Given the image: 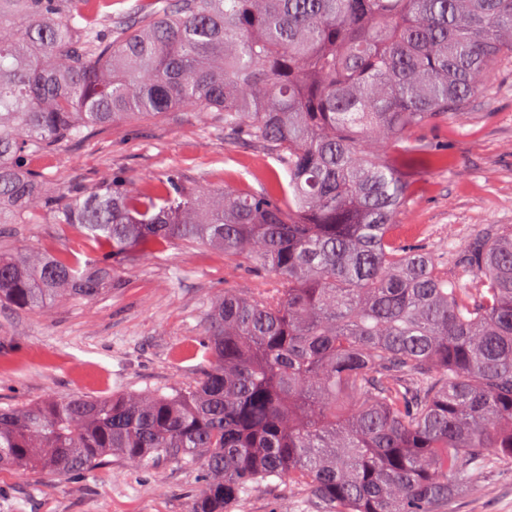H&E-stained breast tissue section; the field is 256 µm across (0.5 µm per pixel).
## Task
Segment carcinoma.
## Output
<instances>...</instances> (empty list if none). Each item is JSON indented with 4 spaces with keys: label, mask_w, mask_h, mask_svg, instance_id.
<instances>
[{
    "label": "carcinoma",
    "mask_w": 512,
    "mask_h": 512,
    "mask_svg": "<svg viewBox=\"0 0 512 512\" xmlns=\"http://www.w3.org/2000/svg\"><path fill=\"white\" fill-rule=\"evenodd\" d=\"M0 0V303L93 298L112 266L175 242L242 258L278 287L206 313L195 379L0 408V471L86 475L118 456L208 479L191 512L288 485L292 512H448L512 466V229L448 260L392 236L422 158L512 61V0ZM224 113L270 152L261 193L171 174L67 192L31 161L115 121ZM287 180H282L281 174ZM62 224L98 253L8 247Z\"/></svg>",
    "instance_id": "1"
}]
</instances>
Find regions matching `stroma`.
<instances>
[{"instance_id": "35a3bbf8", "label": "stroma", "mask_w": 512, "mask_h": 512, "mask_svg": "<svg viewBox=\"0 0 512 512\" xmlns=\"http://www.w3.org/2000/svg\"><path fill=\"white\" fill-rule=\"evenodd\" d=\"M421 137L447 149L450 162L418 167L412 200L394 226L398 241L424 244L444 259L482 227H512V65L495 70L489 93L475 97L464 114ZM273 164L265 149L225 138L223 113L202 120L178 110L113 123L36 166L67 188L94 187L108 174L143 182L173 171L189 187L204 173L214 188L260 192ZM11 245L88 254L82 237L56 224L19 225ZM273 285L271 277L240 267L235 256L174 244L154 259L122 263L100 295L57 303L49 314L0 306V407L77 392H168L189 383L196 363L175 353L202 336L213 299ZM206 479L198 467L138 468L118 459L85 478L5 471L0 512H190ZM451 507L512 512V468L486 473L480 490L462 487Z\"/></svg>"}]
</instances>
